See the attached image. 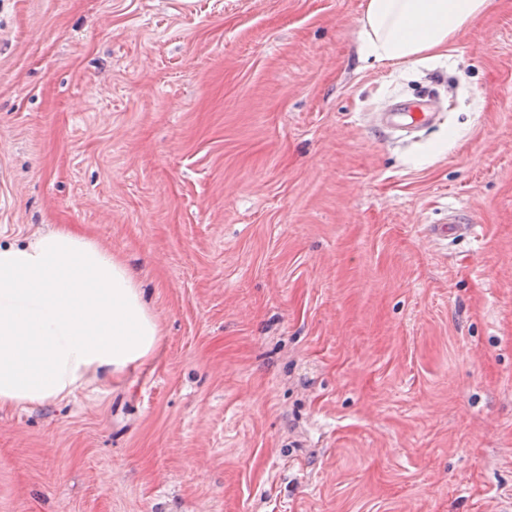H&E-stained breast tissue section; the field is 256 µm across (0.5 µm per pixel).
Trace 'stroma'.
Masks as SVG:
<instances>
[{
    "label": "stroma",
    "instance_id": "obj_1",
    "mask_svg": "<svg viewBox=\"0 0 512 512\" xmlns=\"http://www.w3.org/2000/svg\"><path fill=\"white\" fill-rule=\"evenodd\" d=\"M363 0H0V243L126 263L153 359L0 407V512H500L512 0L419 64ZM438 90L415 141L372 112ZM456 209L475 236L437 245Z\"/></svg>",
    "mask_w": 512,
    "mask_h": 512
}]
</instances>
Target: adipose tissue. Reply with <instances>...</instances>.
<instances>
[{"label": "adipose tissue", "instance_id": "ef3b65f1", "mask_svg": "<svg viewBox=\"0 0 512 512\" xmlns=\"http://www.w3.org/2000/svg\"><path fill=\"white\" fill-rule=\"evenodd\" d=\"M490 0H365L363 51L411 63L447 46ZM158 323L127 267L60 226L0 244V404L62 399L149 362Z\"/></svg>", "mask_w": 512, "mask_h": 512}]
</instances>
